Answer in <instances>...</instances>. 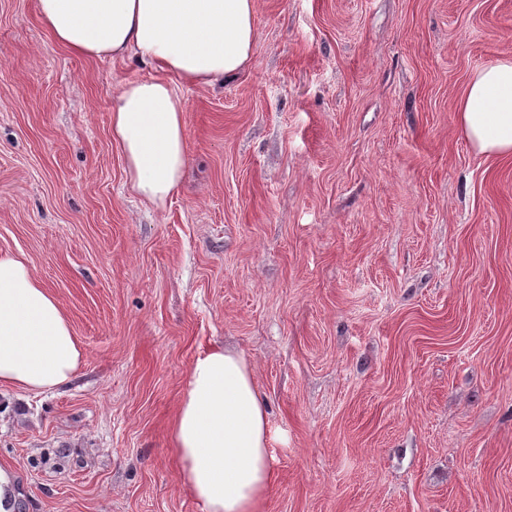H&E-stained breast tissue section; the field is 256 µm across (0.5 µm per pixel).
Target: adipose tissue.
<instances>
[{
    "label": "adipose tissue",
    "mask_w": 512,
    "mask_h": 512,
    "mask_svg": "<svg viewBox=\"0 0 512 512\" xmlns=\"http://www.w3.org/2000/svg\"><path fill=\"white\" fill-rule=\"evenodd\" d=\"M42 27L82 57L136 59L152 76L112 97V139L132 191L163 205L188 162L182 85L231 80L252 62L255 0H37ZM458 123L480 154L512 156V60L478 69ZM84 352L56 298L19 258L0 255V387L39 393L76 373ZM182 485L202 512H263L274 475L269 413L243 353L213 346L191 365L170 421Z\"/></svg>",
    "instance_id": "adipose-tissue-1"
}]
</instances>
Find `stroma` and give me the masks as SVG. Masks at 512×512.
<instances>
[{"mask_svg":"<svg viewBox=\"0 0 512 512\" xmlns=\"http://www.w3.org/2000/svg\"><path fill=\"white\" fill-rule=\"evenodd\" d=\"M250 66L183 86L188 171L129 189L84 58L0 0V253L85 352L0 389L5 512H202L169 421L194 359L243 351L269 405L264 512H512V160L456 105L512 58V0H255Z\"/></svg>","mask_w":512,"mask_h":512,"instance_id":"1","label":"stroma"}]
</instances>
